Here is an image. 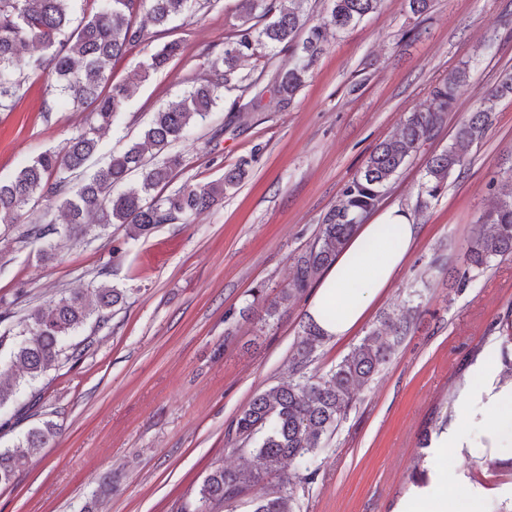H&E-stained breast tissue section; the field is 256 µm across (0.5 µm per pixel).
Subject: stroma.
Returning <instances> with one entry per match:
<instances>
[{"instance_id": "stroma-1", "label": "stroma", "mask_w": 512, "mask_h": 512, "mask_svg": "<svg viewBox=\"0 0 512 512\" xmlns=\"http://www.w3.org/2000/svg\"><path fill=\"white\" fill-rule=\"evenodd\" d=\"M241 22L238 0H213L116 61L112 79L119 82L164 42L183 45L134 89L121 122L103 133L95 163L139 140L152 113L205 75ZM292 59L288 51L258 50L241 69L249 84L243 98L254 110L233 120L236 94L227 92L179 144L183 164L172 191L221 180L254 146L263 148L249 176L211 211L135 238L121 224H91L78 238H57L48 260L44 242L23 238L25 223L0 237L2 382L19 374L11 330L31 307L99 279L125 294L103 328L80 334V356L36 383L37 405L21 416L0 409V449L46 420L60 430L13 483L0 486V512H183L213 469H260L255 456L226 445L225 430L255 394L287 381L311 294L273 316L266 301L291 283L296 258L316 241L373 148L428 108L432 87L461 69L467 80L444 125L379 203L412 211L421 228L416 246L365 322L324 341L307 373L322 377L385 317L411 315L412 329L358 390L317 458L314 480L294 481V510L405 512L432 493L464 490L484 512H512V452L493 437L491 402L512 390L500 381L499 337L512 316V260L493 262L464 287L448 277L462 268L479 217L497 196L512 193V179L501 173L512 165V96L496 100L492 125L464 172L449 176L426 212L415 210L428 158L512 71V0H432L420 16L405 0H382L356 25L329 29L323 54L286 108L272 80ZM46 84V76L30 78L14 110L0 112L2 180L96 122L91 110L53 107ZM258 288L265 296L259 304ZM465 402L473 405L467 417ZM436 411L448 421L420 448ZM444 433L458 434V443L438 447ZM419 452L427 472L418 487L410 473Z\"/></svg>"}]
</instances>
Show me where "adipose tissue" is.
I'll use <instances>...</instances> for the list:
<instances>
[{"label": "adipose tissue", "mask_w": 512, "mask_h": 512, "mask_svg": "<svg viewBox=\"0 0 512 512\" xmlns=\"http://www.w3.org/2000/svg\"><path fill=\"white\" fill-rule=\"evenodd\" d=\"M419 237V225L398 207L360 225L317 281L308 319L327 337L352 333L394 281Z\"/></svg>", "instance_id": "1"}]
</instances>
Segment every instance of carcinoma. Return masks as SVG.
I'll use <instances>...</instances> for the list:
<instances>
[{
    "mask_svg": "<svg viewBox=\"0 0 512 512\" xmlns=\"http://www.w3.org/2000/svg\"><path fill=\"white\" fill-rule=\"evenodd\" d=\"M73 2L0 0V112L14 108L26 73L46 72L56 78V83L50 84V91L57 93L55 104L90 108L99 121L97 126L78 131L62 147L39 153L13 177L0 180L2 222L14 223L41 199L57 203L62 223L44 217L30 222L26 237L33 240L60 233L76 238L89 224H124L136 237L159 224H172L212 209L228 190L243 181L253 158H243L225 170L220 181L187 184L154 196L152 192L165 188L183 164V156L172 152V145L189 139L196 124L209 117L220 88L246 92L248 86L239 85L243 78L238 70L259 48L290 50L298 57V63L278 72L272 85L273 92L290 104L305 82L309 65L323 51L326 24L346 29L376 12L382 0H328V23L310 27L300 42L296 37L304 21L293 0L286 7L280 0H239V11L250 24L235 29L224 42L223 51L209 60V77L155 113L140 141L112 155L91 173L87 163L98 152L100 130L120 122L132 83L147 80L182 52L180 41H168L151 54L131 80L112 82V62L148 40L147 32L137 23L139 12L147 10L155 25L165 27L178 16L204 9L210 0H91L90 11L76 23L71 14ZM33 41L41 45L44 54L25 55ZM465 80L466 71L460 70L435 85L431 91L433 107L411 113L395 135L375 146L362 170L344 188L342 202L327 214L317 243L297 259L292 287L270 304L268 314L303 291L331 264L407 159L442 126ZM491 112L492 107L484 104L476 108L456 128L448 147L428 159L417 211H426L446 188L448 177L464 170L473 148L485 138ZM135 173L141 174L140 184L116 191ZM479 223L490 225V230H476L469 241L461 277L464 283L471 279L470 273L484 272L493 261L512 258V193L498 199ZM123 302L119 289L100 281L85 291L65 293L46 308L33 307L19 322L11 349L13 362L29 380L42 377L73 358L69 351L74 345L69 339L91 317L105 323L111 309ZM408 330L404 317L384 320L326 377L313 382L301 373L324 336L308 322L292 354V371L298 378L254 396L227 427V444L235 450H249L262 461L264 469H214L199 490L197 505L188 512H213L243 496L252 498L253 512H293L291 478L280 473L281 463H297L305 471V480L315 476L317 451L346 416L354 387L364 385L381 370ZM56 435L57 425L47 421L29 429L14 448L0 450V485L10 484L28 458L48 447ZM272 475L278 476L280 488L266 493L263 484Z\"/></svg>",
    "mask_w": 512,
    "mask_h": 512,
    "instance_id": "1",
    "label": "carcinoma"
}]
</instances>
